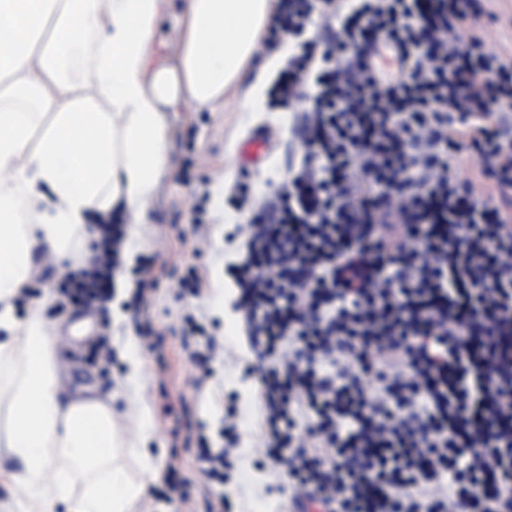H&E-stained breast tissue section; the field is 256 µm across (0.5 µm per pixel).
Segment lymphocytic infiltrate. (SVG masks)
Wrapping results in <instances>:
<instances>
[{
    "label": "lymphocytic infiltrate",
    "instance_id": "1",
    "mask_svg": "<svg viewBox=\"0 0 512 512\" xmlns=\"http://www.w3.org/2000/svg\"><path fill=\"white\" fill-rule=\"evenodd\" d=\"M481 13L278 0L258 43L311 32L268 92L311 139L248 220L240 308L267 454L324 512H512V60L464 36ZM120 246L62 293L101 302ZM481 162L477 155L463 153L457 166V177L460 181H470L474 184L478 193H486L489 190L487 183L481 180L479 172Z\"/></svg>",
    "mask_w": 512,
    "mask_h": 512
}]
</instances>
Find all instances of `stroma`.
Instances as JSON below:
<instances>
[{
    "mask_svg": "<svg viewBox=\"0 0 512 512\" xmlns=\"http://www.w3.org/2000/svg\"><path fill=\"white\" fill-rule=\"evenodd\" d=\"M485 13L476 33L486 51L512 57V0H482ZM296 39L281 38L261 56L240 84L230 88L215 111H195L179 102L166 112L168 165L135 238L128 219L113 215L124 233L135 265L168 269L152 294L148 317L135 311L136 296L111 295L98 310L61 307L58 283L65 271L54 257L35 249L33 277L15 304L17 318L44 303L60 348L61 385L70 395L96 393L111 398L112 410L128 438L140 429L135 409L151 408L145 454L156 464L139 512H286L287 495L273 491L269 469L258 468L265 454L260 429L262 409L237 304L241 298L230 267L243 264L246 209L265 193L266 179L284 173L305 149L293 132L292 112L271 110L267 90ZM274 137V154L261 169L242 167L240 145L256 127ZM205 270L203 290L192 295L179 273ZM204 316L215 340L206 360H194L180 333L188 313ZM136 343V363L124 352ZM234 425L235 447L223 480L198 470L206 450L224 445V428Z\"/></svg>",
    "mask_w": 512,
    "mask_h": 512,
    "instance_id": "35a3bbf8",
    "label": "stroma"
}]
</instances>
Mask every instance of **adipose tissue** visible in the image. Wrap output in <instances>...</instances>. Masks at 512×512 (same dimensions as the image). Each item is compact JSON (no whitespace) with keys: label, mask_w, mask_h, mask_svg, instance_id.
Returning a JSON list of instances; mask_svg holds the SVG:
<instances>
[{"label":"adipose tissue","mask_w":512,"mask_h":512,"mask_svg":"<svg viewBox=\"0 0 512 512\" xmlns=\"http://www.w3.org/2000/svg\"><path fill=\"white\" fill-rule=\"evenodd\" d=\"M168 0H0V453L28 512H138L153 464L110 400L65 394L42 307L17 320L33 248L79 266L80 237L144 218L168 163L164 110L238 83L275 0H186L175 65L153 41Z\"/></svg>","instance_id":"ef3b65f1"}]
</instances>
